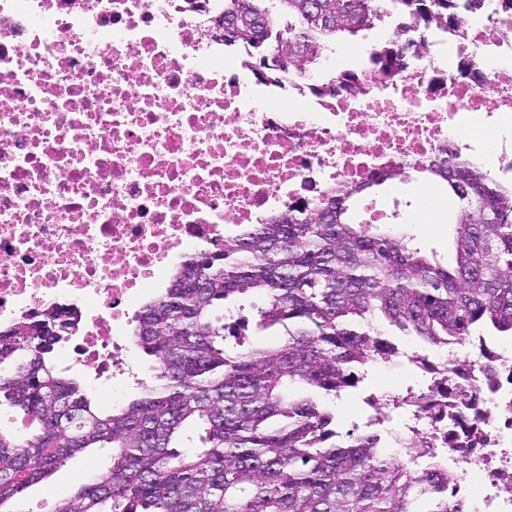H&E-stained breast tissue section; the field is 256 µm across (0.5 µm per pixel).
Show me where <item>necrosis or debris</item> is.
I'll return each instance as SVG.
<instances>
[{
  "mask_svg": "<svg viewBox=\"0 0 512 512\" xmlns=\"http://www.w3.org/2000/svg\"><path fill=\"white\" fill-rule=\"evenodd\" d=\"M223 0H0V326L45 308L75 312L73 364L111 366L101 397L119 404L135 358L136 314L185 258L234 243L328 190L358 185L439 150L491 155L512 175V79L481 83L474 61H512V10L439 31L393 77L366 66L334 92L278 75L226 74ZM454 62H447V55ZM292 97L293 107L283 106ZM470 388L447 384L457 349L401 357L429 374L403 402L404 428L455 464L474 512H512V344L474 339Z\"/></svg>",
  "mask_w": 512,
  "mask_h": 512,
  "instance_id": "4bbe7bcc",
  "label": "necrosis or debris"
}]
</instances>
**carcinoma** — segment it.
<instances>
[{
	"label": "carcinoma",
	"mask_w": 512,
	"mask_h": 512,
	"mask_svg": "<svg viewBox=\"0 0 512 512\" xmlns=\"http://www.w3.org/2000/svg\"><path fill=\"white\" fill-rule=\"evenodd\" d=\"M494 0H224V45L259 55L257 75L287 67L304 77L345 35L398 15L401 48H427L423 31L460 25ZM400 55L378 48L389 73ZM448 186L461 207L448 220L453 259L443 265L412 238L350 217L355 196L405 170ZM259 294L256 327L282 330L257 346L216 311ZM53 309L0 330V400L36 421L23 439L0 429V512H18L31 485L89 448L111 465L54 512H469L448 494L454 476L384 453L381 433L336 430L327 403L357 388L364 367L397 354L390 327L425 350L464 346L489 330L512 337V183L485 165L432 159L397 165L254 224L227 248L190 257L135 318V345L158 385L101 413L80 382L57 369ZM200 427V446L182 430Z\"/></svg>",
	"instance_id": "1"
}]
</instances>
